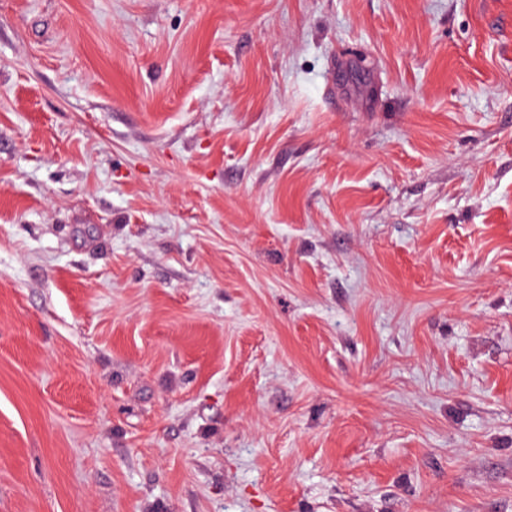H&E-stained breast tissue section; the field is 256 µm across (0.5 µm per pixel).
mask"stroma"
I'll return each mask as SVG.
<instances>
[{
  "label": "stroma",
  "instance_id": "1",
  "mask_svg": "<svg viewBox=\"0 0 512 512\" xmlns=\"http://www.w3.org/2000/svg\"><path fill=\"white\" fill-rule=\"evenodd\" d=\"M0 512H512V0H0Z\"/></svg>",
  "mask_w": 512,
  "mask_h": 512
}]
</instances>
